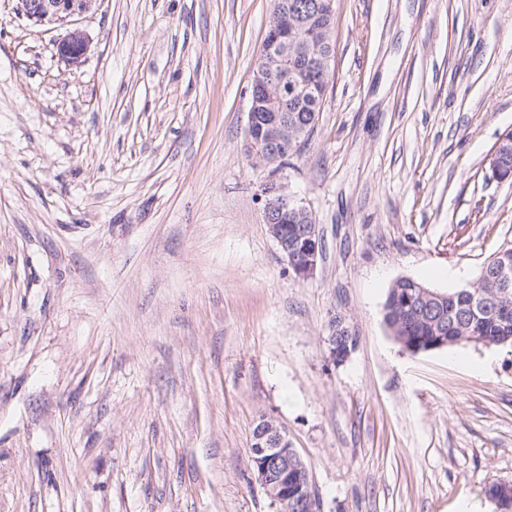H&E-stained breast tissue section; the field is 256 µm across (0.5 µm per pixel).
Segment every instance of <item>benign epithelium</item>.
<instances>
[{
  "instance_id": "7a95c632",
  "label": "benign epithelium",
  "mask_w": 512,
  "mask_h": 512,
  "mask_svg": "<svg viewBox=\"0 0 512 512\" xmlns=\"http://www.w3.org/2000/svg\"><path fill=\"white\" fill-rule=\"evenodd\" d=\"M18 10L35 26H69L67 34L56 44L59 58L68 65H77L88 50L89 40L78 27V21L95 12L101 0H17ZM297 21L286 8L273 9L268 31L276 34L282 30L295 29ZM305 45L313 49L312 60L320 75H325L331 60L324 49L320 29L311 28L305 32ZM288 51V42L276 37L262 50L258 65L253 72L250 84L251 107L248 113L246 146L250 153L261 156V139L249 135L255 124L254 112L261 91L267 88L277 72L273 48ZM502 144H497L491 155V172L494 178L506 181L512 176L505 173L501 161ZM264 218L269 232L280 253L287 259L295 276L306 279L313 275L323 254V241L318 225L312 214L296 203L285 188L270 182L263 188ZM293 214L304 220L294 225L288 235L280 219ZM499 261L483 266L477 281L470 284L480 298L490 297L493 309L503 315L512 312V250L504 246L497 253ZM447 295L419 287L409 303L414 305L417 316L427 322L437 334L436 343L431 349L448 346V337L443 335L440 317L435 315L437 305L443 303ZM348 330L332 328L328 336V355L333 362H344L351 354L348 348H336V335ZM253 443L249 455L250 468L255 480L267 497L277 507V512H321L320 501L315 498L309 470L306 463L292 446L288 435L273 417L264 416L253 432Z\"/></svg>"
}]
</instances>
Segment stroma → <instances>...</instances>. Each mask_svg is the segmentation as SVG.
Returning <instances> with one entry per match:
<instances>
[{"mask_svg": "<svg viewBox=\"0 0 512 512\" xmlns=\"http://www.w3.org/2000/svg\"><path fill=\"white\" fill-rule=\"evenodd\" d=\"M274 0H103L80 26L0 0V512H276L249 466L277 419L322 512H495L512 349L409 354L393 282H474L512 245V0H336L319 120L247 151ZM284 183L324 242L295 278ZM356 336L328 357L334 319ZM18 10L35 26H70L56 44L59 58L68 65H77L88 50L89 40L77 26L84 16L94 13L101 0H17ZM503 141H504V138L502 137L500 139V141L498 142V144L496 145L492 155H491V158H490V163H491V166H490V169H491V172H492V175L494 178L498 179V180H501V181H506L510 178V174H511V169H512V133H506L505 134V142H504V145H506L508 147V155H509V171L507 173V175H503L505 173V169H503L502 167L506 164L504 162H502L500 160L501 158V148H502V144H503ZM511 179V178H510ZM263 195L265 223L280 253L287 259L297 278L310 277L323 254L322 236L312 214L296 203L285 188L276 182L267 183L263 188ZM288 214L296 215L308 224H302ZM285 216L288 217V222L283 223L294 224L291 235L285 233V224H278Z\"/></svg>", "mask_w": 512, "mask_h": 512, "instance_id": "obj_1", "label": "stroma"}]
</instances>
